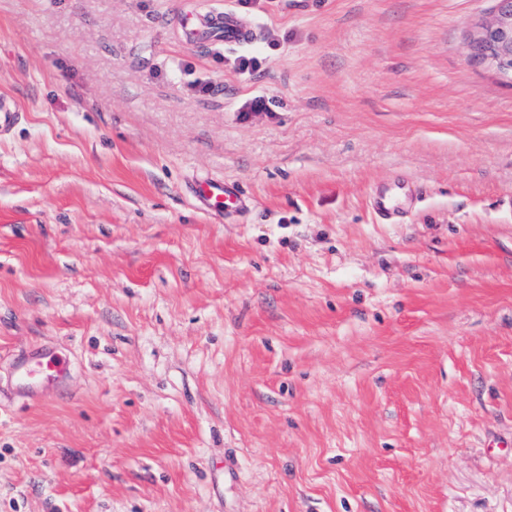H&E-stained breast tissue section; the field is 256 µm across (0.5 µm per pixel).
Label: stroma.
Wrapping results in <instances>:
<instances>
[{"instance_id": "obj_1", "label": "stroma", "mask_w": 512, "mask_h": 512, "mask_svg": "<svg viewBox=\"0 0 512 512\" xmlns=\"http://www.w3.org/2000/svg\"><path fill=\"white\" fill-rule=\"evenodd\" d=\"M225 10L251 42L184 36ZM493 11L0 0V376L71 362L0 396V512H512ZM206 178L248 208L201 210ZM415 186L402 222L371 206ZM68 368V358L53 347H39L18 354L10 366L14 393L20 397H33L39 393L45 377L62 378Z\"/></svg>"}]
</instances>
